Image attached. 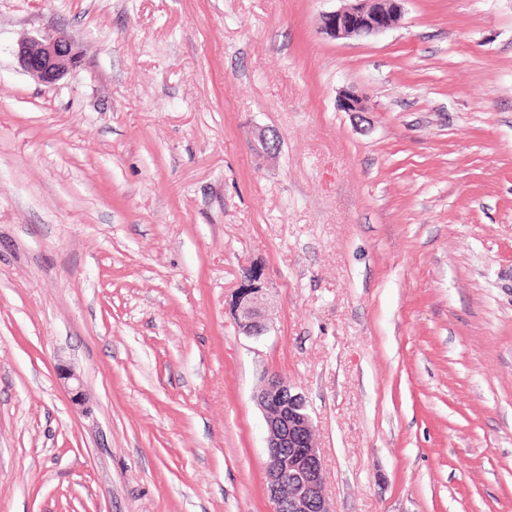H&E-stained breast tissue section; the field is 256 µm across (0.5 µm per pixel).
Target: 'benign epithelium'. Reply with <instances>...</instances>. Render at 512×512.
Wrapping results in <instances>:
<instances>
[{"mask_svg":"<svg viewBox=\"0 0 512 512\" xmlns=\"http://www.w3.org/2000/svg\"><path fill=\"white\" fill-rule=\"evenodd\" d=\"M407 0H354V4L327 12L321 30L332 39L366 37L395 27ZM19 65L47 87L77 68L81 56L74 36L55 29L18 44ZM363 92L347 90L338 100L343 112L370 111ZM264 269L250 267L235 291L233 309L238 327L248 336L266 331L263 314ZM266 422L267 493L273 512H329L323 462L315 443L314 424L303 395L278 373L265 377L255 395Z\"/></svg>","mask_w":512,"mask_h":512,"instance_id":"7a95c632","label":"benign epithelium"}]
</instances>
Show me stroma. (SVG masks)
I'll return each instance as SVG.
<instances>
[{
  "label": "stroma",
  "mask_w": 512,
  "mask_h": 512,
  "mask_svg": "<svg viewBox=\"0 0 512 512\" xmlns=\"http://www.w3.org/2000/svg\"><path fill=\"white\" fill-rule=\"evenodd\" d=\"M350 3L0 0V512H272L267 372L331 512H512V0ZM354 4L327 12L321 30L332 39L366 37L395 27L407 0H354ZM16 56L22 69L47 87L54 86L81 62L74 36L64 29L21 41ZM368 101L369 98L365 93L346 90L338 100V107L343 112L361 115L364 112H369ZM245 279L235 291L233 309L238 327L248 336H260L266 331L263 314L265 294L264 270L251 266Z\"/></svg>",
  "instance_id": "35a3bbf8"
}]
</instances>
